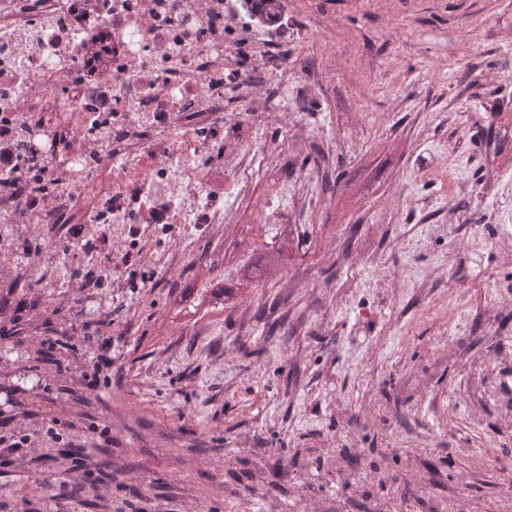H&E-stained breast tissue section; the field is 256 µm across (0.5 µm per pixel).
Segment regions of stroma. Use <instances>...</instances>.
Returning <instances> with one entry per match:
<instances>
[{
    "mask_svg": "<svg viewBox=\"0 0 512 512\" xmlns=\"http://www.w3.org/2000/svg\"><path fill=\"white\" fill-rule=\"evenodd\" d=\"M225 33L287 51L273 109L315 134L292 162L335 177H309L287 223L243 209L207 289L187 276L86 323L0 288V512H431L462 478L471 512H512V424L458 386L465 358L511 363L512 340L449 337L447 289L381 290L365 260L406 241L440 258L448 235L423 221L483 235L512 210L490 123L512 114V0H285L280 29L230 16ZM460 263V288L512 278V252Z\"/></svg>",
    "mask_w": 512,
    "mask_h": 512,
    "instance_id": "obj_1",
    "label": "stroma"
}]
</instances>
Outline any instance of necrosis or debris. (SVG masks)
I'll list each match as a JSON object with an SVG mask.
<instances>
[{"instance_id":"necrosis-or-debris-1","label":"necrosis or debris","mask_w":512,"mask_h":512,"mask_svg":"<svg viewBox=\"0 0 512 512\" xmlns=\"http://www.w3.org/2000/svg\"><path fill=\"white\" fill-rule=\"evenodd\" d=\"M225 0H0V288L29 304L201 276L224 227L312 137L256 92L276 59L224 41ZM246 95L225 109L224 88ZM277 134L261 138L266 126ZM478 396L512 381L470 362Z\"/></svg>"}]
</instances>
